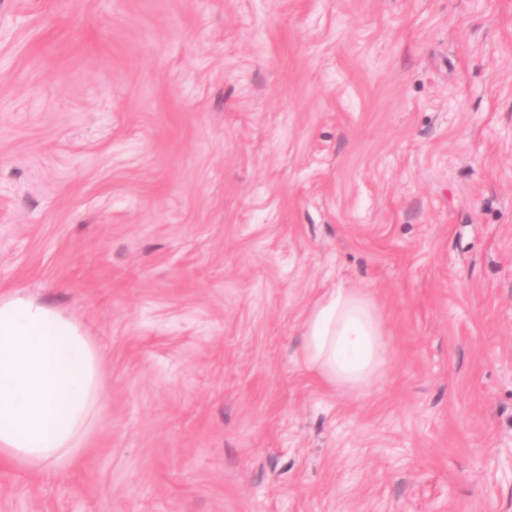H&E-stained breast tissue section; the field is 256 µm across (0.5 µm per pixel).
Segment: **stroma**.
<instances>
[{
	"instance_id": "obj_1",
	"label": "stroma",
	"mask_w": 512,
	"mask_h": 512,
	"mask_svg": "<svg viewBox=\"0 0 512 512\" xmlns=\"http://www.w3.org/2000/svg\"><path fill=\"white\" fill-rule=\"evenodd\" d=\"M342 284L378 384L324 385ZM102 355L0 512H512V0H0V293ZM304 364L336 390L369 388L384 365V332L376 308L358 288L321 293L302 322Z\"/></svg>"
}]
</instances>
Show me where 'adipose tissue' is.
<instances>
[{"instance_id": "obj_1", "label": "adipose tissue", "mask_w": 512, "mask_h": 512, "mask_svg": "<svg viewBox=\"0 0 512 512\" xmlns=\"http://www.w3.org/2000/svg\"><path fill=\"white\" fill-rule=\"evenodd\" d=\"M304 364L338 390L369 388L384 365V332L360 289L321 293L302 322ZM101 397L100 358L82 325L41 298L0 295V458L68 470Z\"/></svg>"}]
</instances>
